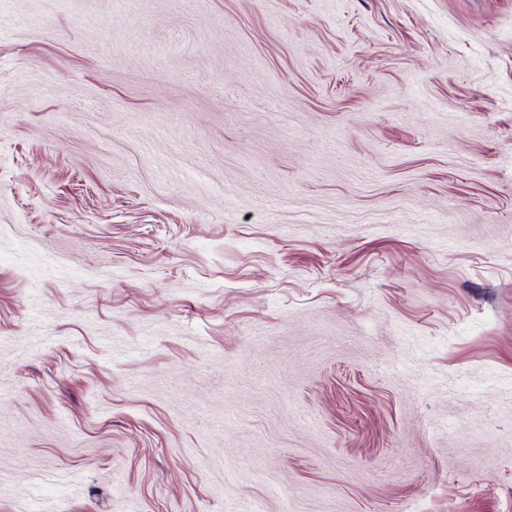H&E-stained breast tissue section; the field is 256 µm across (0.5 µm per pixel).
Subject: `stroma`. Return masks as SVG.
Wrapping results in <instances>:
<instances>
[{"instance_id": "stroma-1", "label": "stroma", "mask_w": 512, "mask_h": 512, "mask_svg": "<svg viewBox=\"0 0 512 512\" xmlns=\"http://www.w3.org/2000/svg\"><path fill=\"white\" fill-rule=\"evenodd\" d=\"M0 512H512V0H0Z\"/></svg>"}]
</instances>
